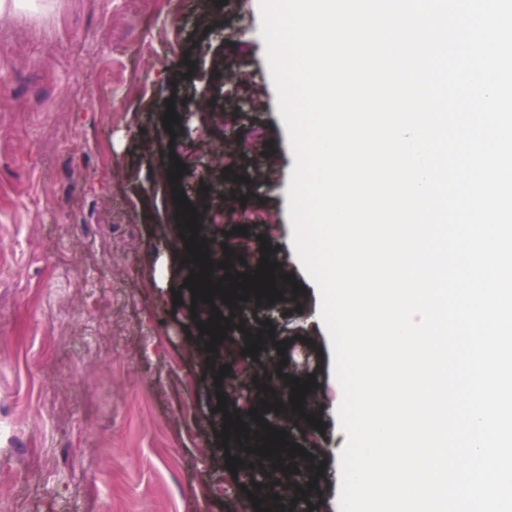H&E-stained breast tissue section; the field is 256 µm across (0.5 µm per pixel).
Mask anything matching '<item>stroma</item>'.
I'll use <instances>...</instances> for the list:
<instances>
[{"label":"stroma","mask_w":512,"mask_h":512,"mask_svg":"<svg viewBox=\"0 0 512 512\" xmlns=\"http://www.w3.org/2000/svg\"><path fill=\"white\" fill-rule=\"evenodd\" d=\"M217 26L234 31V49L212 39ZM259 32V0H38L0 15V498L15 512H255L214 454L211 354L173 303L189 294L164 176L176 161L210 163L232 191L228 221L210 228L265 216L247 227V267L270 249L301 287L275 322L295 378L316 382L289 412L288 440L309 458L288 480L304 489L320 471L304 512H338L342 390L318 289L291 243L294 159ZM219 62L233 80H212ZM206 94L249 144L224 166L211 163L220 130ZM170 102L189 129L168 133ZM266 310H233L224 363L249 372L228 411L252 407L267 372L237 329L262 328ZM305 413L321 429L303 428Z\"/></svg>","instance_id":"1"}]
</instances>
